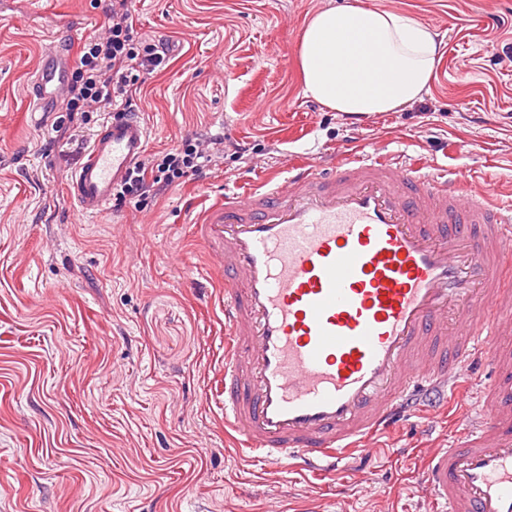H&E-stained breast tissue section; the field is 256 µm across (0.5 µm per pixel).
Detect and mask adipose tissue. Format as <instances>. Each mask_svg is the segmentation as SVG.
<instances>
[{"mask_svg": "<svg viewBox=\"0 0 512 512\" xmlns=\"http://www.w3.org/2000/svg\"><path fill=\"white\" fill-rule=\"evenodd\" d=\"M297 59L306 95L331 111L363 116L421 99L442 55L436 32L411 14L348 2L306 20Z\"/></svg>", "mask_w": 512, "mask_h": 512, "instance_id": "adipose-tissue-1", "label": "adipose tissue"}]
</instances>
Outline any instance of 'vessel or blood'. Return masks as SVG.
<instances>
[{
  "mask_svg": "<svg viewBox=\"0 0 512 512\" xmlns=\"http://www.w3.org/2000/svg\"><path fill=\"white\" fill-rule=\"evenodd\" d=\"M67 76L48 51L35 108ZM147 140L138 116L105 123L71 178L82 214L110 207ZM194 232L224 290L226 437L328 474L418 393L471 383L490 355L496 379L476 388L478 414H459L462 444L430 453L426 483L448 512H512V201L368 142L225 194Z\"/></svg>",
  "mask_w": 512,
  "mask_h": 512,
  "instance_id": "b4317fda",
  "label": "vessel or blood"
}]
</instances>
